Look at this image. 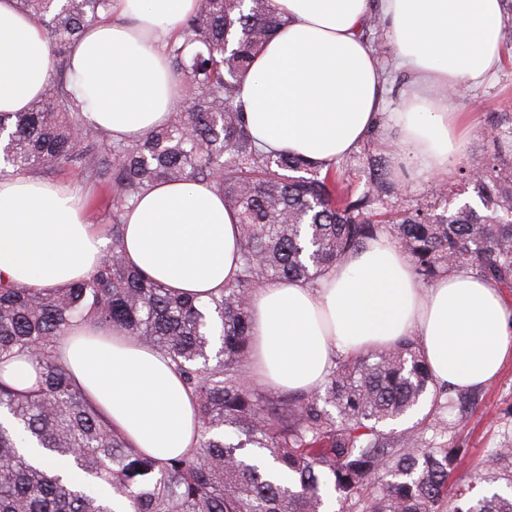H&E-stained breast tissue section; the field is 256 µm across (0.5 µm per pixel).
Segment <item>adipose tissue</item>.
Segmentation results:
<instances>
[{
  "instance_id": "adipose-tissue-1",
  "label": "adipose tissue",
  "mask_w": 512,
  "mask_h": 512,
  "mask_svg": "<svg viewBox=\"0 0 512 512\" xmlns=\"http://www.w3.org/2000/svg\"><path fill=\"white\" fill-rule=\"evenodd\" d=\"M197 0H114L112 18L71 48L90 123L140 139L165 121L177 80L167 40ZM285 20L255 57L239 98L258 147L327 164L374 129L391 131L413 176L444 177L466 151L467 116L447 96L478 85L503 56V0H271ZM380 15L416 86L386 112V78L362 37ZM49 42L14 0H0V112H21L50 80ZM237 215L212 185L159 184L126 218L124 247L172 292L208 302L234 275ZM108 240L67 183L0 177V282L54 290L88 277ZM249 376L288 391L324 382L336 355L419 340L433 378L454 389L496 379L512 359V304L499 284L457 267L420 287L389 239L369 241L317 284L276 280L251 299ZM57 356L87 400L130 445L158 460L196 447L195 399L163 353L117 332L73 327Z\"/></svg>"
}]
</instances>
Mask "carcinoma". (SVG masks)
Wrapping results in <instances>:
<instances>
[{
    "mask_svg": "<svg viewBox=\"0 0 512 512\" xmlns=\"http://www.w3.org/2000/svg\"><path fill=\"white\" fill-rule=\"evenodd\" d=\"M113 0H15L43 30L52 77L25 112H0V175L77 167L103 193L111 244L86 279L46 292L0 283V364L35 357L41 384L20 391L0 378V512H321L333 489L341 512H512V497L476 501L473 484L453 480L462 448L413 434L396 447L377 425L431 397L465 426L480 392L445 398L416 343L403 337L371 353L340 355L324 393L285 402L258 392L246 375L252 352L250 298L272 280L316 282L329 267L387 232L429 286L455 266L512 288V114L495 117L494 162L464 159L483 211L464 204L436 216L428 207L381 211L395 192L392 166L364 144L371 191L354 196L344 163L323 167L259 148L236 98L252 59L282 24L269 0H199L166 46L178 79V105L136 141L114 140L84 116L70 47L85 27L112 16ZM214 185L240 224L236 277L201 304L174 294L130 264L124 219L137 197L160 183ZM221 322L210 355L205 309ZM120 332L166 353L192 389L198 446L164 462L139 452L84 398L55 356L72 327ZM336 412H331L329 407ZM34 440L72 458L87 483L72 485L20 452ZM390 479L368 488L380 473ZM106 483L112 497L92 494Z\"/></svg>",
    "mask_w": 512,
    "mask_h": 512,
    "instance_id": "obj_1",
    "label": "carcinoma"
}]
</instances>
